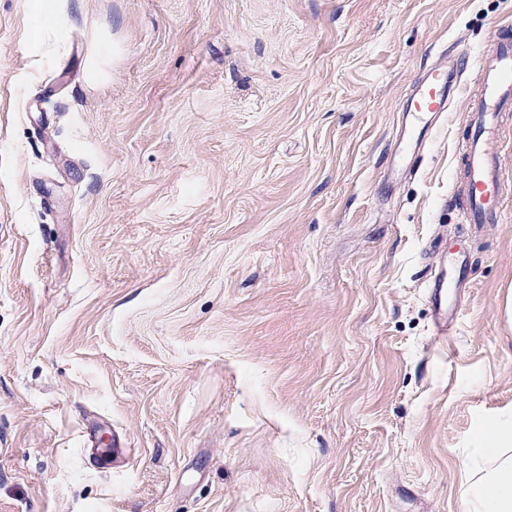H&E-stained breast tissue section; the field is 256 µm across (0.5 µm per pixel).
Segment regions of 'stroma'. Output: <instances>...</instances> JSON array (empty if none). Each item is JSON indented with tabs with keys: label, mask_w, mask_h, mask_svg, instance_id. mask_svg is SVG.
I'll return each mask as SVG.
<instances>
[{
	"label": "stroma",
	"mask_w": 512,
	"mask_h": 512,
	"mask_svg": "<svg viewBox=\"0 0 512 512\" xmlns=\"http://www.w3.org/2000/svg\"><path fill=\"white\" fill-rule=\"evenodd\" d=\"M31 10L0 0V512H459L512 419V112L478 230L464 98L401 128L512 0ZM427 85H422L416 96L417 101L413 110H408L411 116V140L408 147L415 149L427 138L430 130L429 114L448 112L449 103L453 99V79L442 70L431 71L426 78ZM465 260L457 253L448 254V270L434 274L430 279L429 299L434 309L436 333H448V288H468L465 277Z\"/></svg>",
	"instance_id": "35a3bbf8"
}]
</instances>
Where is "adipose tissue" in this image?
<instances>
[{
  "label": "adipose tissue",
  "mask_w": 512,
  "mask_h": 512,
  "mask_svg": "<svg viewBox=\"0 0 512 512\" xmlns=\"http://www.w3.org/2000/svg\"><path fill=\"white\" fill-rule=\"evenodd\" d=\"M467 466L471 481L462 512H512V424L479 423Z\"/></svg>",
  "instance_id": "obj_1"
}]
</instances>
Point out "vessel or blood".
Segmentation results:
<instances>
[{
	"mask_svg": "<svg viewBox=\"0 0 512 512\" xmlns=\"http://www.w3.org/2000/svg\"><path fill=\"white\" fill-rule=\"evenodd\" d=\"M462 59L475 78L464 114L470 135L459 146L463 159V180L459 187L464 199L461 221L476 226L494 224L503 214L505 173L500 157L490 153L486 143L498 132L501 113L512 109V39L500 40L488 51L464 53ZM453 94L454 84L448 74L440 70L428 74L410 112V147L426 140L429 115L447 111ZM467 285L464 261L458 254H449L447 270L430 279L429 299L438 335L448 333L449 289Z\"/></svg>",
	"mask_w": 512,
	"mask_h": 512,
	"instance_id": "obj_1",
	"label": "vessel or blood"
}]
</instances>
